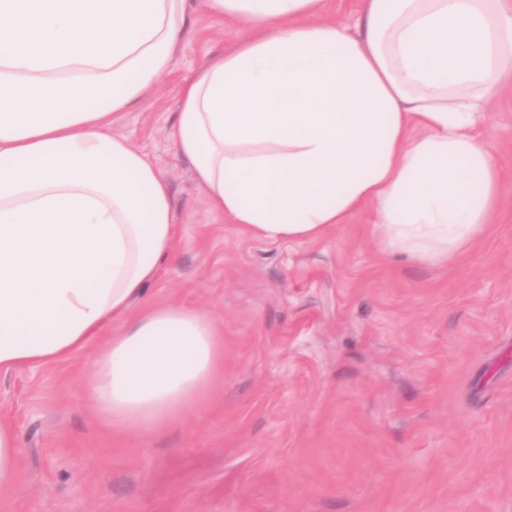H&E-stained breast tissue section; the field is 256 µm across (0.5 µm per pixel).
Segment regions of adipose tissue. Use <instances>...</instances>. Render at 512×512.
Here are the masks:
<instances>
[{"instance_id":"1","label":"adipose tissue","mask_w":512,"mask_h":512,"mask_svg":"<svg viewBox=\"0 0 512 512\" xmlns=\"http://www.w3.org/2000/svg\"><path fill=\"white\" fill-rule=\"evenodd\" d=\"M249 36L185 78L172 139L211 212L253 237L322 238L362 209L392 255L440 265L480 242L504 178L482 133L512 84L507 0H198ZM189 0H0V370L58 362L115 325L88 401L152 437L207 407L224 331L180 304L131 315L173 255L165 175L113 134L171 73ZM0 423V502L20 478Z\"/></svg>"}]
</instances>
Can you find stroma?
I'll return each instance as SVG.
<instances>
[{"label": "stroma", "instance_id": "35a3bbf8", "mask_svg": "<svg viewBox=\"0 0 512 512\" xmlns=\"http://www.w3.org/2000/svg\"><path fill=\"white\" fill-rule=\"evenodd\" d=\"M191 20L174 71L112 131L189 216L132 310L211 313L224 379L181 425L116 438L86 397L106 335L1 372L21 474L0 512H512V87L483 129L507 184L481 244L445 265L389 256L366 209L314 242H263L209 212L171 140L182 79L250 30Z\"/></svg>", "mask_w": 512, "mask_h": 512}]
</instances>
